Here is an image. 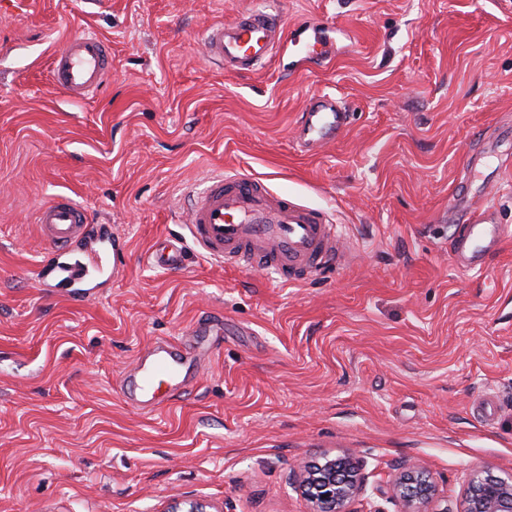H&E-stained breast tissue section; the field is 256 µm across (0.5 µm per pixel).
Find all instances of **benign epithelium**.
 Masks as SVG:
<instances>
[{
    "instance_id": "7a95c632",
    "label": "benign epithelium",
    "mask_w": 512,
    "mask_h": 512,
    "mask_svg": "<svg viewBox=\"0 0 512 512\" xmlns=\"http://www.w3.org/2000/svg\"><path fill=\"white\" fill-rule=\"evenodd\" d=\"M303 495L311 503L309 512H346V506L364 494L366 484L359 461L350 453L324 456L305 470L300 481ZM387 493L399 502L402 512H448L436 509V484L421 467L409 464L387 484ZM457 512H512V473L505 476L473 471Z\"/></svg>"
}]
</instances>
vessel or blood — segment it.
Returning <instances> with one entry per match:
<instances>
[{
  "label": "vessel or blood",
  "mask_w": 512,
  "mask_h": 512,
  "mask_svg": "<svg viewBox=\"0 0 512 512\" xmlns=\"http://www.w3.org/2000/svg\"><path fill=\"white\" fill-rule=\"evenodd\" d=\"M278 12L258 0L231 20L210 26L203 35L208 56L224 71L248 74L271 62L283 44ZM112 72L109 45L91 33L68 39L51 61L54 84L73 96L98 92ZM351 114L332 94L321 95L301 115L298 143L312 152L348 130ZM36 222L47 252L40 282L82 302L104 287L107 269H119L125 245L111 228L91 223L87 209L61 195L41 204ZM194 245L209 258L229 266L269 271L285 282L313 279L345 257L336 227L324 212L293 197L271 192L261 181L242 174L210 177L193 196L185 218ZM452 259L458 268L481 270L512 229L498 223L486 198L459 194L448 208ZM160 269H180V240L157 241L150 255ZM200 358L183 347L158 340L122 379L121 394L142 410L154 407L160 385L171 396L182 394Z\"/></svg>",
  "instance_id": "vessel-or-blood-1"
}]
</instances>
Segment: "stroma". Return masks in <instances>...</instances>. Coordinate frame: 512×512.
Returning a JSON list of instances; mask_svg holds the SVG:
<instances>
[{
  "instance_id": "35a3bbf8",
  "label": "stroma",
  "mask_w": 512,
  "mask_h": 512,
  "mask_svg": "<svg viewBox=\"0 0 512 512\" xmlns=\"http://www.w3.org/2000/svg\"><path fill=\"white\" fill-rule=\"evenodd\" d=\"M254 0H27L0 13V512H308L289 484L351 451L381 495L414 461L456 507L468 471H512V236L481 271L455 267L443 219L468 156L512 132V0H278L282 50L232 74L204 56L211 25ZM96 33L104 88L69 97L52 52ZM334 57H303L312 37ZM331 93L349 130L297 145ZM322 208L351 260L291 284L187 248L178 212L215 171ZM57 194L127 243L124 271L81 303L41 287L34 214ZM224 336L196 335L201 318ZM204 353L153 410L120 381L158 339ZM151 263L160 269L178 270L183 266L184 246L179 239L165 238L155 243Z\"/></svg>"
}]
</instances>
